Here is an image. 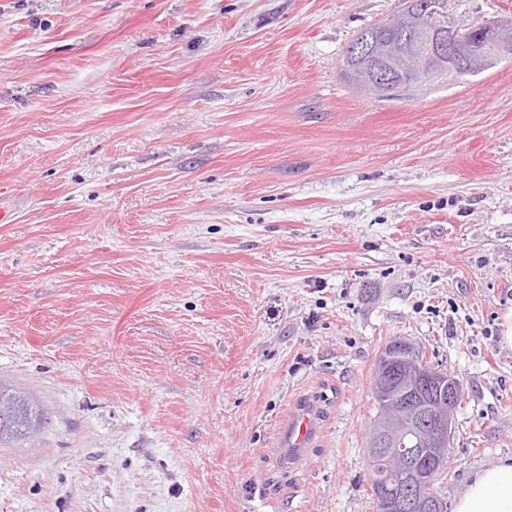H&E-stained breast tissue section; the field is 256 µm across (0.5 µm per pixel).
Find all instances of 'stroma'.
I'll return each instance as SVG.
<instances>
[{"label": "stroma", "mask_w": 512, "mask_h": 512, "mask_svg": "<svg viewBox=\"0 0 512 512\" xmlns=\"http://www.w3.org/2000/svg\"><path fill=\"white\" fill-rule=\"evenodd\" d=\"M400 8L0 0V382L48 418L0 512H376L395 336L462 388L449 504L512 458V58L373 98ZM394 18H387L383 21H380L378 23H375L373 25H370L364 29H361L350 41L349 44H352L355 42L359 37L363 35H367L368 38L360 39V42L355 45L353 48L350 49L348 54V59H359L367 54H375L374 51V42L376 39L371 40L372 36H374L376 33L382 32V34L378 35V39H383L388 42H392L396 45H398L399 49L401 50L402 55H407L411 53L412 51V44L407 38H404L407 31H404L402 29H395L391 27H386L385 23L388 21H392ZM315 429L308 411L299 413L288 429V458L294 459L308 446L314 437Z\"/></svg>", "instance_id": "obj_1"}]
</instances>
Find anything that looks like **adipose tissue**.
<instances>
[{
	"label": "adipose tissue",
	"mask_w": 512,
	"mask_h": 512,
	"mask_svg": "<svg viewBox=\"0 0 512 512\" xmlns=\"http://www.w3.org/2000/svg\"><path fill=\"white\" fill-rule=\"evenodd\" d=\"M455 512H512V459L475 473Z\"/></svg>",
	"instance_id": "obj_1"
}]
</instances>
